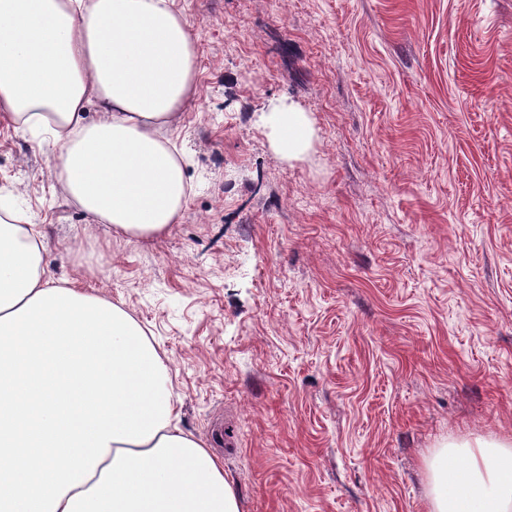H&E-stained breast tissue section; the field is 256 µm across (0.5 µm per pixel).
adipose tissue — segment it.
I'll use <instances>...</instances> for the list:
<instances>
[{
  "instance_id": "obj_1",
  "label": "adipose tissue",
  "mask_w": 512,
  "mask_h": 512,
  "mask_svg": "<svg viewBox=\"0 0 512 512\" xmlns=\"http://www.w3.org/2000/svg\"><path fill=\"white\" fill-rule=\"evenodd\" d=\"M196 75L172 0H0V115L46 132L67 194L115 235L177 222L190 186L168 133ZM259 122L281 159L313 151L314 119L294 102L270 100ZM176 416L143 326L50 280L41 233L0 199V512H243ZM423 469L428 512H512V439H448Z\"/></svg>"
}]
</instances>
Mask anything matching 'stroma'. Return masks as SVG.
I'll return each mask as SVG.
<instances>
[{
  "mask_svg": "<svg viewBox=\"0 0 512 512\" xmlns=\"http://www.w3.org/2000/svg\"><path fill=\"white\" fill-rule=\"evenodd\" d=\"M175 5L198 52L178 223L112 236L2 120L0 195L53 277L146 329L244 512H427L442 441L512 438V0ZM278 98L315 118L305 161L257 122Z\"/></svg>",
  "mask_w": 512,
  "mask_h": 512,
  "instance_id": "obj_1",
  "label": "stroma"
}]
</instances>
